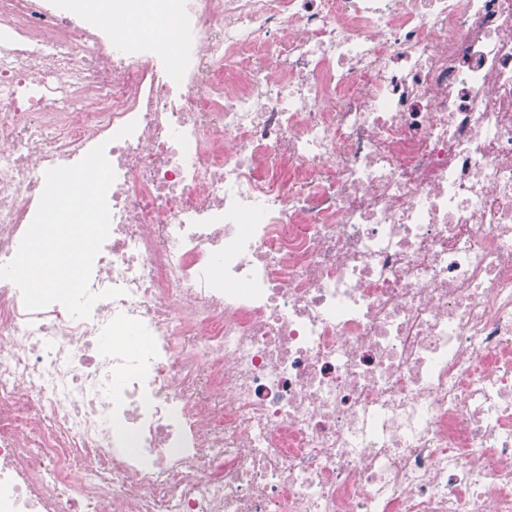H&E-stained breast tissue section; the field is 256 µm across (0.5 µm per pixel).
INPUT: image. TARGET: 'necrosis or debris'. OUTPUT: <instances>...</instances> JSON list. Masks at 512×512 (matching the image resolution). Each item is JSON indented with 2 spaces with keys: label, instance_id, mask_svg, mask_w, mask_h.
Masks as SVG:
<instances>
[{
  "label": "necrosis or debris",
  "instance_id": "4bbe7bcc",
  "mask_svg": "<svg viewBox=\"0 0 512 512\" xmlns=\"http://www.w3.org/2000/svg\"><path fill=\"white\" fill-rule=\"evenodd\" d=\"M112 14L0 0V264L102 144L124 291L0 279V512H512V0Z\"/></svg>",
  "mask_w": 512,
  "mask_h": 512
}]
</instances>
